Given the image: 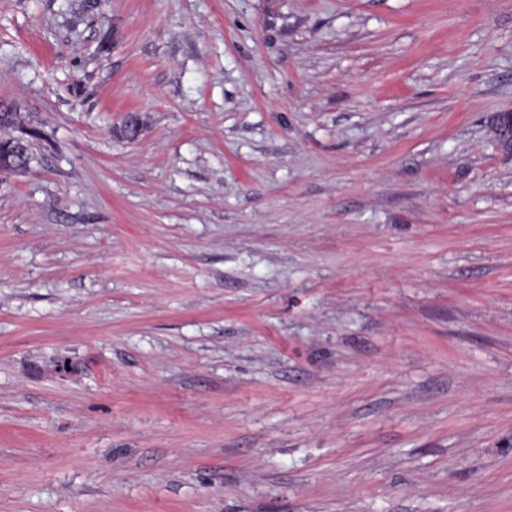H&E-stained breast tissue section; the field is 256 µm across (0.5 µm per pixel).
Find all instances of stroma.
<instances>
[{
	"label": "stroma",
	"mask_w": 512,
	"mask_h": 512,
	"mask_svg": "<svg viewBox=\"0 0 512 512\" xmlns=\"http://www.w3.org/2000/svg\"><path fill=\"white\" fill-rule=\"evenodd\" d=\"M86 2L0 0V512H512V0ZM32 160L33 154L29 144L11 148L7 156H5L1 147L0 172L19 173L27 171Z\"/></svg>",
	"instance_id": "stroma-1"
}]
</instances>
